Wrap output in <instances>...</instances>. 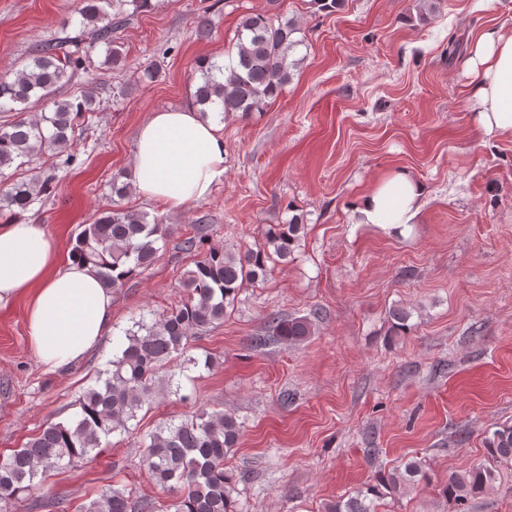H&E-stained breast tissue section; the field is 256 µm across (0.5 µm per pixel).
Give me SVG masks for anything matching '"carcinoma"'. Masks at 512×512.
Wrapping results in <instances>:
<instances>
[{
  "instance_id": "cac0c4a2",
  "label": "carcinoma",
  "mask_w": 512,
  "mask_h": 512,
  "mask_svg": "<svg viewBox=\"0 0 512 512\" xmlns=\"http://www.w3.org/2000/svg\"><path fill=\"white\" fill-rule=\"evenodd\" d=\"M149 7L150 0H84L78 32L39 42L23 68L0 77V112L13 113V118L0 123L1 179L17 161L23 164L48 151L57 156L71 148L78 121L97 111L101 100L97 86L89 83L66 98H57V92L85 69L86 47L91 44L104 46L105 62L120 66L123 57L112 33L132 14ZM299 33L301 28L292 18L275 19L260 12L243 15L236 30L235 59L222 65L210 59L197 63L201 81L194 98L199 112L205 117L219 112L226 119L266 111L300 64L292 58L305 42L297 37ZM45 101L52 111L35 119L25 117L34 104ZM54 181L49 174L0 188V213L27 212L53 191ZM303 228V216L294 214L269 229L263 243L238 254L205 247L202 234L185 238L184 249L202 258L180 277L184 298L151 323L139 321L137 330L126 332L106 378L83 391L73 419L47 423L25 447L0 458V500L64 509L59 499L39 494L47 472L90 457L112 434L128 431V423L150 404L157 388L178 394L172 380L160 379V368L184 352L190 337L224 323L245 284L265 279L270 265L288 262ZM166 230L156 217L150 220L145 212L115 205L93 223L82 225L71 257L90 265L102 285L118 297L155 262ZM410 316L404 308H393L391 331L409 330ZM314 318V313L288 318L271 314L266 334L255 341L299 344L311 336ZM242 428L235 414L202 406L142 437L147 472L153 482L174 493L173 512H237L235 493L243 476L226 468V459L237 448ZM488 454L495 462L512 461V427L493 433ZM494 480L493 467L479 464L448 477L441 493L461 505L486 492ZM422 481H427L422 461L410 460L401 469L378 475L348 498L327 504L325 512H378L381 499ZM83 512H155V505L149 499L135 505L127 490L110 487L84 505Z\"/></svg>"
}]
</instances>
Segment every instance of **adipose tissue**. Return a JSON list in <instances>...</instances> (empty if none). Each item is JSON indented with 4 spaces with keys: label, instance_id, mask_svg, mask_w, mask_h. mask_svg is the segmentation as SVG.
<instances>
[{
    "label": "adipose tissue",
    "instance_id": "adipose-tissue-1",
    "mask_svg": "<svg viewBox=\"0 0 512 512\" xmlns=\"http://www.w3.org/2000/svg\"><path fill=\"white\" fill-rule=\"evenodd\" d=\"M465 67L474 124L485 136L512 140V32L483 34ZM224 155L216 121L189 106L154 112L136 134L133 187L153 203L182 208L223 180ZM426 194L421 181L395 170L362 194L354 212L359 223L402 229L416 222ZM21 297L33 352L52 370L84 359L112 322L111 291L88 266L61 260L51 235L30 220L0 224V309Z\"/></svg>",
    "mask_w": 512,
    "mask_h": 512
}]
</instances>
